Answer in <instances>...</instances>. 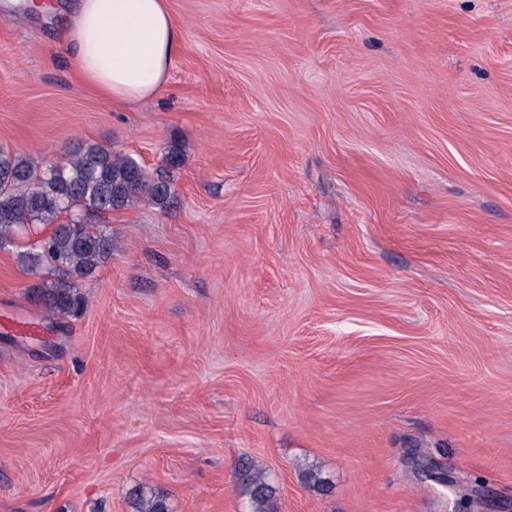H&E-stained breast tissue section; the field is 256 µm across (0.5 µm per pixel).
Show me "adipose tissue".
<instances>
[{"mask_svg":"<svg viewBox=\"0 0 512 512\" xmlns=\"http://www.w3.org/2000/svg\"><path fill=\"white\" fill-rule=\"evenodd\" d=\"M65 40L84 82L126 105L163 88L182 30L167 0H76Z\"/></svg>","mask_w":512,"mask_h":512,"instance_id":"ef3b65f1","label":"adipose tissue"}]
</instances>
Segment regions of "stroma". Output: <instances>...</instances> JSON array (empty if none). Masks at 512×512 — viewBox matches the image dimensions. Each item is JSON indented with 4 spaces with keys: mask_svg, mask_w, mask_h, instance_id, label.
Wrapping results in <instances>:
<instances>
[{
    "mask_svg": "<svg viewBox=\"0 0 512 512\" xmlns=\"http://www.w3.org/2000/svg\"><path fill=\"white\" fill-rule=\"evenodd\" d=\"M22 3L0 147L183 165L171 209L88 215L112 254L59 325L0 247V512H250L243 457L280 512H505L512 0H168L182 46L130 106L73 74L75 0Z\"/></svg>",
    "mask_w": 512,
    "mask_h": 512,
    "instance_id": "35a3bbf8",
    "label": "stroma"
}]
</instances>
